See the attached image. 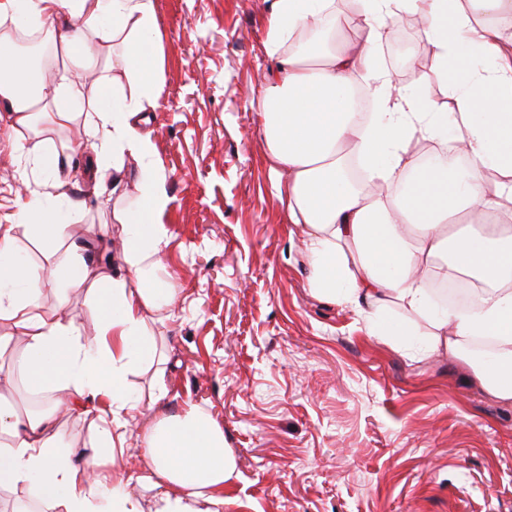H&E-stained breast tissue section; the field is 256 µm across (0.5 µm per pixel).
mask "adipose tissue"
I'll return each mask as SVG.
<instances>
[{
  "mask_svg": "<svg viewBox=\"0 0 512 512\" xmlns=\"http://www.w3.org/2000/svg\"><path fill=\"white\" fill-rule=\"evenodd\" d=\"M26 9L54 52L70 59L103 53L112 80L87 99L83 83L56 82L11 43L0 40V104L9 136L44 135L82 121L96 156V185L120 184L125 161L141 169L142 206L121 210L122 277L98 279L93 292L95 334L46 317L47 291H82L91 266L69 248L55 263L15 265V227L0 224V349H11L16 373L33 390L66 396L77 416L94 415L88 447L70 450L52 414H20L0 397V500L34 490L46 512H102L110 496L122 512H224V483L233 472L224 432L209 416L189 411L143 425L137 434L146 466L135 480L112 477L114 453L140 402L126 387L137 362L152 358L146 316L173 305L156 285L168 239L158 217L168 205L155 174L153 143L137 118L158 85L162 38L154 0H0V17ZM421 23L448 104L414 99L376 65V48L394 38L400 14ZM512 0H363L344 21L335 0H275L265 52L274 65L259 86L269 168L288 217L303 235L310 290L353 306L375 336L403 340L427 333L430 348L452 356L467 341H494L498 360L475 378L503 404H512ZM350 24L356 42L320 54L297 37ZM362 86L373 102L368 119L352 110L350 92ZM455 126L469 164L423 163L409 150L416 134ZM359 160L368 174L352 183ZM17 218L38 217L31 230L49 251L72 236L71 225L44 210L39 192L23 198ZM448 268L458 280L485 289L464 309L429 304L428 276ZM410 317L396 321L390 306ZM150 491L141 505L133 486Z\"/></svg>",
  "mask_w": 512,
  "mask_h": 512,
  "instance_id": "1",
  "label": "adipose tissue"
}]
</instances>
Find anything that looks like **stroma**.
<instances>
[{"label": "stroma", "instance_id": "stroma-1", "mask_svg": "<svg viewBox=\"0 0 512 512\" xmlns=\"http://www.w3.org/2000/svg\"><path fill=\"white\" fill-rule=\"evenodd\" d=\"M273 0H155L163 32L160 93L140 125L153 142L169 204V244L158 277L174 307L148 316L169 360L129 377L131 390L164 400L144 419L207 412L223 430L236 468L224 512H512V406L486 396L462 360L370 335L350 306L313 294L303 236L290 224L265 156L263 50ZM413 69L394 67L385 46L376 64L408 87L426 76L447 95L424 31L409 15ZM86 133L52 134L77 150L71 175L48 188L30 157L42 143L0 139V224L27 189L64 212L93 246L97 275L119 273L121 227L112 192L95 193L86 172ZM45 312L93 333L85 294Z\"/></svg>", "mask_w": 512, "mask_h": 512}]
</instances>
